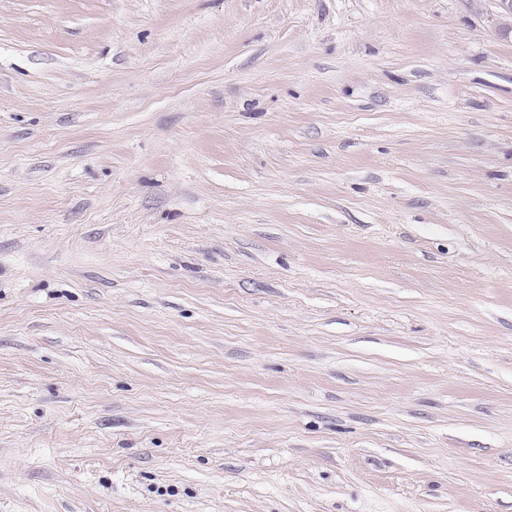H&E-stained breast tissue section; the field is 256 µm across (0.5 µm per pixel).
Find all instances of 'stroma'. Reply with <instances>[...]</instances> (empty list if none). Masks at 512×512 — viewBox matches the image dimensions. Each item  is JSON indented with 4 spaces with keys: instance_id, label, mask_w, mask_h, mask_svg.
I'll return each instance as SVG.
<instances>
[{
    "instance_id": "35a3bbf8",
    "label": "stroma",
    "mask_w": 512,
    "mask_h": 512,
    "mask_svg": "<svg viewBox=\"0 0 512 512\" xmlns=\"http://www.w3.org/2000/svg\"><path fill=\"white\" fill-rule=\"evenodd\" d=\"M0 512H512L495 0H0Z\"/></svg>"
}]
</instances>
